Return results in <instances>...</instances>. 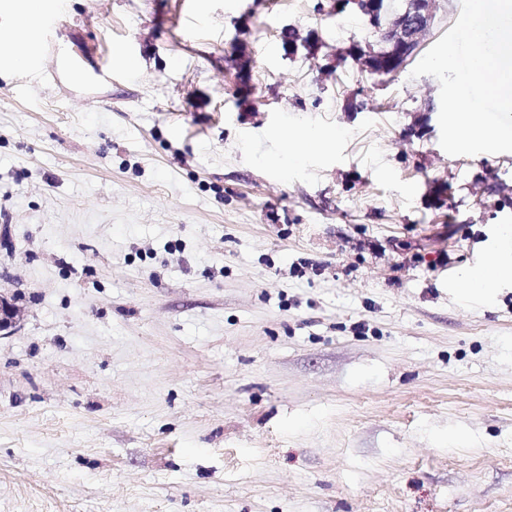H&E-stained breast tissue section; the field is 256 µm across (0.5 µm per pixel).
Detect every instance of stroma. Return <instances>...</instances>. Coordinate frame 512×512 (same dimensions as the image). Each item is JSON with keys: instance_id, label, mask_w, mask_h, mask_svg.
Masks as SVG:
<instances>
[{"instance_id": "obj_1", "label": "stroma", "mask_w": 512, "mask_h": 512, "mask_svg": "<svg viewBox=\"0 0 512 512\" xmlns=\"http://www.w3.org/2000/svg\"><path fill=\"white\" fill-rule=\"evenodd\" d=\"M334 2L0 0V512H512V279L457 284L512 153H445L411 75L460 0L379 83ZM342 130L336 129L334 131L319 132L313 129H301L291 132H284L283 139L287 143L285 154L277 159V163L282 169L288 170V166L300 163L304 155L299 149V145L318 141L322 145H328L331 141L341 136Z\"/></svg>"}]
</instances>
